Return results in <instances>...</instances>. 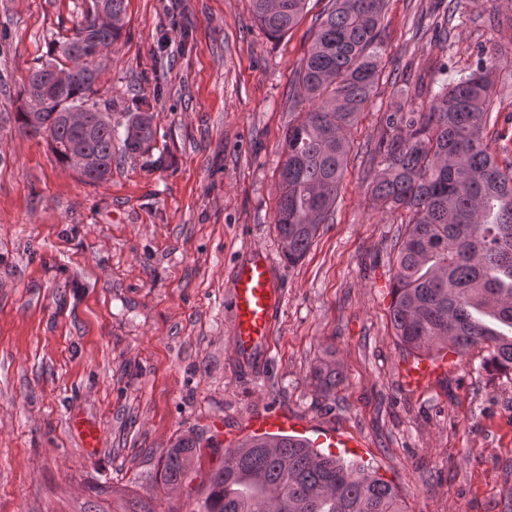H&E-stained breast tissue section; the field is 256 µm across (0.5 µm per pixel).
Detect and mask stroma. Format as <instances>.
Listing matches in <instances>:
<instances>
[{
  "label": "stroma",
  "instance_id": "obj_1",
  "mask_svg": "<svg viewBox=\"0 0 512 512\" xmlns=\"http://www.w3.org/2000/svg\"><path fill=\"white\" fill-rule=\"evenodd\" d=\"M334 0L271 37L250 0H127L98 98L122 127L154 112L156 151L85 183L23 134L17 89L84 0H0V512H193L224 433L282 410L361 441L406 512H512V374L473 350L403 386L389 318L406 211L372 201L368 148L406 85L497 59L484 141L512 161V0H386L381 77L351 131L336 208L291 266L274 228L296 73ZM254 247L276 262L281 311L256 368L234 362L224 292ZM334 361L330 396L309 375ZM99 435L86 448L73 419ZM200 440L190 485L156 482L178 437Z\"/></svg>",
  "mask_w": 512,
  "mask_h": 512
}]
</instances>
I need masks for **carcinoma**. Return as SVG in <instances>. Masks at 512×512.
Masks as SVG:
<instances>
[{"mask_svg":"<svg viewBox=\"0 0 512 512\" xmlns=\"http://www.w3.org/2000/svg\"><path fill=\"white\" fill-rule=\"evenodd\" d=\"M110 6L112 33L96 26L97 2ZM126 0H90L73 35L54 43L50 58L34 67L18 94L19 128L48 141L69 163L77 140L103 170L84 172L88 183L112 171L114 129L98 122L94 99L102 70L91 67L89 41L116 43L124 29ZM386 0H335L297 72L300 110L288 123L285 161L279 169L275 228L288 264L306 255L320 225L336 207L349 133L371 104L382 58L381 18ZM255 19L279 37L299 21L307 0H251ZM76 66L67 82L46 95L47 69ZM496 59L484 51L476 69L428 89L429 109L400 101L383 115L385 135L376 156L372 198L384 211L405 208L411 219L396 242L390 322L401 346L432 357H459L480 347L484 366L512 373V166L499 165L483 140L491 117ZM308 107H303V104ZM78 111L87 128L70 129L63 113ZM154 113L126 115L122 155L141 154L157 135ZM327 393L344 383L336 363L322 360L311 373ZM197 442L178 439L160 461L159 482H191ZM196 512H404L398 487L379 472L291 436L247 437L224 450L211 470Z\"/></svg>","mask_w":512,"mask_h":512,"instance_id":"1","label":"carcinoma"}]
</instances>
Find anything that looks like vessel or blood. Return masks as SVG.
Here are the masks:
<instances>
[{"instance_id":"obj_1","label":"vessel or blood","mask_w":512,"mask_h":512,"mask_svg":"<svg viewBox=\"0 0 512 512\" xmlns=\"http://www.w3.org/2000/svg\"><path fill=\"white\" fill-rule=\"evenodd\" d=\"M228 298L232 312L230 339L233 356L237 365L247 370L268 349L282 299L274 261L268 251L252 249L234 264ZM447 365L448 360L444 357L407 358L400 366L402 383L407 389H419ZM307 431L303 420L276 410L253 416L243 428L247 435H292L299 439L306 437ZM310 444L315 448L336 449L354 448L358 442L333 430L323 429L317 431Z\"/></svg>"}]
</instances>
